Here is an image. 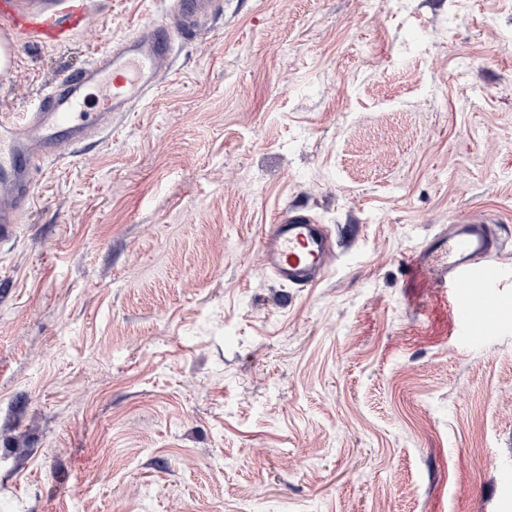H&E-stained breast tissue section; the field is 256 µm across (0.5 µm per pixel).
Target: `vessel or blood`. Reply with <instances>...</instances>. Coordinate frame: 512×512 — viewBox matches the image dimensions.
Instances as JSON below:
<instances>
[{
  "instance_id": "obj_1",
  "label": "vessel or blood",
  "mask_w": 512,
  "mask_h": 512,
  "mask_svg": "<svg viewBox=\"0 0 512 512\" xmlns=\"http://www.w3.org/2000/svg\"><path fill=\"white\" fill-rule=\"evenodd\" d=\"M222 8V0H174L176 23L143 27L85 68L60 73L26 110L0 114V239L30 209L35 176L45 159L97 138L115 113L132 111L169 74L177 33L198 28ZM89 17V0H62L57 6L0 0V23L32 45L66 43ZM92 88L104 92L94 112L88 109ZM500 245L481 215L448 229L442 274L453 289L451 308L462 331L485 324L499 303L501 269L494 255ZM262 252L276 280L307 288L324 273L333 249L326 229L294 210L268 225Z\"/></svg>"
}]
</instances>
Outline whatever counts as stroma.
Returning <instances> with one entry per match:
<instances>
[{"label":"stroma","mask_w":512,"mask_h":512,"mask_svg":"<svg viewBox=\"0 0 512 512\" xmlns=\"http://www.w3.org/2000/svg\"><path fill=\"white\" fill-rule=\"evenodd\" d=\"M0 37V113L165 19ZM0 242V512H512V0H224ZM335 259L291 288L267 225ZM503 241L458 339L434 244ZM412 254L425 274L404 261ZM266 268L278 281L293 288H308L324 273L333 254L326 229L297 210L277 224H269L263 236Z\"/></svg>","instance_id":"obj_1"}]
</instances>
